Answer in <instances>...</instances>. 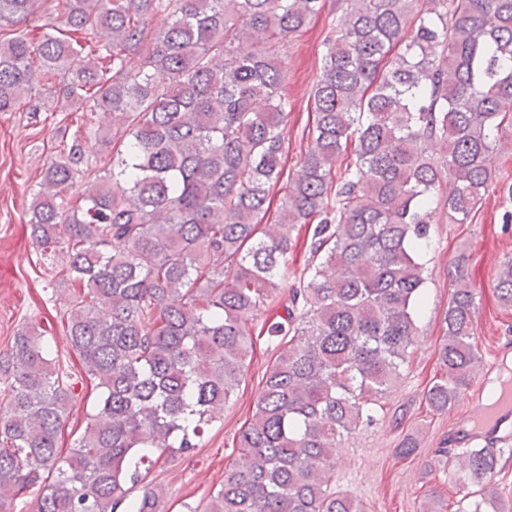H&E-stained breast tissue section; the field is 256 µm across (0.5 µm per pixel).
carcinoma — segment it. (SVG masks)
Returning a JSON list of instances; mask_svg holds the SVG:
<instances>
[{
	"label": "carcinoma",
	"mask_w": 512,
	"mask_h": 512,
	"mask_svg": "<svg viewBox=\"0 0 512 512\" xmlns=\"http://www.w3.org/2000/svg\"><path fill=\"white\" fill-rule=\"evenodd\" d=\"M36 2L0 0V112L24 100L42 111L41 80L59 72L64 111L120 113L125 126L96 139L122 149L79 204L84 141L41 172L31 235L85 294L67 333L97 401L63 452L71 372L48 358L44 332H17L0 358V512L31 489L36 512H157L158 488L128 499L141 466L197 447L242 381L249 324L286 287L285 315L262 323L277 352L238 432L240 460L202 512H362L333 487L335 451L373 423L416 343L436 208L471 223L512 147V0H341L294 172L285 53L324 0H58L57 32H5ZM309 223L296 271L294 232ZM453 279L442 375L426 391L435 412L479 360L464 253ZM494 292L512 308V257ZM506 456L463 453L470 512L495 507Z\"/></svg>",
	"instance_id": "1"
}]
</instances>
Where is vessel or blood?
Returning <instances> with one entry per match:
<instances>
[{
    "mask_svg": "<svg viewBox=\"0 0 512 512\" xmlns=\"http://www.w3.org/2000/svg\"><path fill=\"white\" fill-rule=\"evenodd\" d=\"M501 364L500 355H493L481 377L468 396L469 415L465 422L449 435L448 445L455 450L479 444L505 445L512 442V391L508 392L497 408L484 405L481 395Z\"/></svg>",
    "mask_w": 512,
    "mask_h": 512,
    "instance_id": "obj_1",
    "label": "vessel or blood"
}]
</instances>
